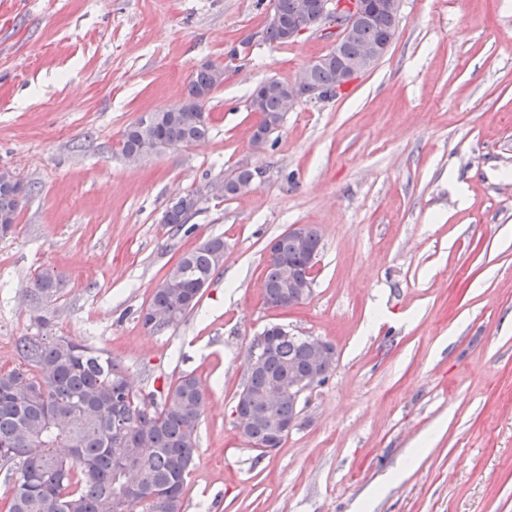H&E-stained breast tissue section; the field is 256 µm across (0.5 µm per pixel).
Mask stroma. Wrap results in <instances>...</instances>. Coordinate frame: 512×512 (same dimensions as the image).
I'll use <instances>...</instances> for the list:
<instances>
[{
  "instance_id": "stroma-1",
  "label": "stroma",
  "mask_w": 512,
  "mask_h": 512,
  "mask_svg": "<svg viewBox=\"0 0 512 512\" xmlns=\"http://www.w3.org/2000/svg\"><path fill=\"white\" fill-rule=\"evenodd\" d=\"M269 0H0V168L32 184L0 236V369L18 337L111 353L147 393H206L185 512H512V0H402L388 54L342 95L302 101L263 149L254 86L290 81L336 39L276 45ZM223 66L209 137L140 163L119 151L198 68ZM265 177L202 204L180 232L168 200L240 163ZM311 224V296L268 307L267 244ZM224 263L177 327L139 314L181 255ZM69 283L37 327L33 277ZM271 324L332 342L280 448L234 426L250 346Z\"/></svg>"
}]
</instances>
